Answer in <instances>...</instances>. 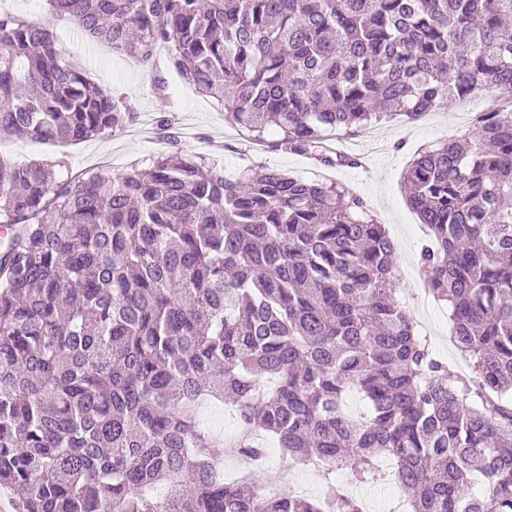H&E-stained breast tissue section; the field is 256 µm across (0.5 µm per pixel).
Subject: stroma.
<instances>
[{"mask_svg": "<svg viewBox=\"0 0 512 512\" xmlns=\"http://www.w3.org/2000/svg\"><path fill=\"white\" fill-rule=\"evenodd\" d=\"M0 9L27 20L50 26L58 38L64 61L84 72L104 89L122 97L134 112L135 121L123 130L76 144L32 142L0 136V156L24 165L33 161H60L57 178L64 179L94 167L120 174L132 167H145L171 146L200 154L223 168L225 177L248 179L269 166L309 180L340 183L360 195L397 244L400 278L399 302L420 318L430 330L431 346L447 361L449 369L467 371L457 352L449 349L448 307L425 297L418 256L428 229L411 209L404 191V172L421 148L467 134L474 113L486 112L506 102L505 93L489 89L434 110L417 122H383L365 132L345 137L351 153L367 157V165L322 167L316 160L257 146L224 119V107L186 84L169 65L147 69L128 56L82 37L69 16L50 14L43 0H0ZM165 78L169 99L160 106L154 93L155 77ZM263 479L272 488L283 482H304L312 490L324 487L320 473L310 467H289L282 453H275L264 466Z\"/></svg>", "mask_w": 512, "mask_h": 512, "instance_id": "stroma-1", "label": "stroma"}]
</instances>
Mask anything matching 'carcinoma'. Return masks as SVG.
<instances>
[{
  "mask_svg": "<svg viewBox=\"0 0 512 512\" xmlns=\"http://www.w3.org/2000/svg\"><path fill=\"white\" fill-rule=\"evenodd\" d=\"M144 66L157 46L253 140L327 165L333 132L413 122L489 88L512 101V0H48ZM133 120L53 30L0 13V134L60 143ZM0 159V486L19 512H364L331 459L407 512H512V110L420 150L408 202L448 305L453 375L396 300V244L335 182L207 158L55 180ZM355 392L367 414L350 416ZM216 401L321 468L326 493L224 482Z\"/></svg>",
  "mask_w": 512,
  "mask_h": 512,
  "instance_id": "obj_1",
  "label": "carcinoma"
}]
</instances>
